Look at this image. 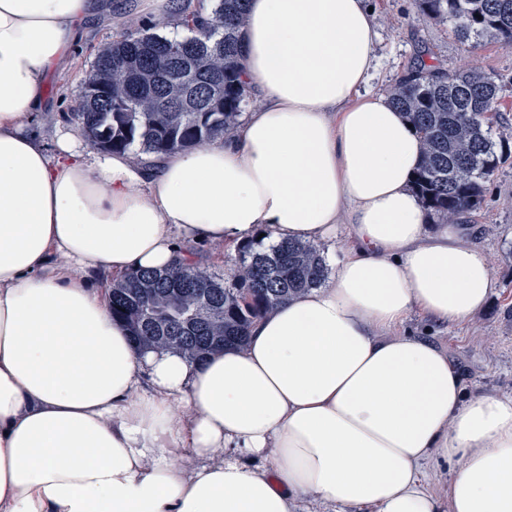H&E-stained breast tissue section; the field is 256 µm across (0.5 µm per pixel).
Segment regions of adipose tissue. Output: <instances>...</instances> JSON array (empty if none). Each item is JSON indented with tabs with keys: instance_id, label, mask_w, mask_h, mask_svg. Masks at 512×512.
Listing matches in <instances>:
<instances>
[{
	"instance_id": "obj_1",
	"label": "adipose tissue",
	"mask_w": 512,
	"mask_h": 512,
	"mask_svg": "<svg viewBox=\"0 0 512 512\" xmlns=\"http://www.w3.org/2000/svg\"><path fill=\"white\" fill-rule=\"evenodd\" d=\"M109 8L0 0V512H512V396L466 395L443 349L400 331L414 311L468 321L492 266L411 190L422 142L366 88L369 0H249L259 103L224 142L150 165L29 131ZM265 231L341 242L336 269L200 362L137 348L93 285ZM434 460L459 464L440 493Z\"/></svg>"
}]
</instances>
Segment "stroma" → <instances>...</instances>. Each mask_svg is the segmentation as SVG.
Returning a JSON list of instances; mask_svg holds the SVG:
<instances>
[{"mask_svg": "<svg viewBox=\"0 0 512 512\" xmlns=\"http://www.w3.org/2000/svg\"><path fill=\"white\" fill-rule=\"evenodd\" d=\"M109 14L85 20L77 48L47 76L43 110L32 126L46 145H53L58 128L78 100L98 51L115 38L116 30H129L145 23L138 0H111ZM379 33L376 65L368 83L375 92L387 93L395 79L419 56L432 57L448 73L494 72L508 77L497 102V135L512 145V48L487 37L475 47L460 43L447 23L424 18L415 0H371ZM478 229L474 241L489 255L493 288L485 307L469 321L438 325L419 313L405 324L407 332L423 336L448 353L462 373L467 392L512 395V157L502 164L486 186L482 206L468 214ZM199 271L234 285L237 251L223 244L195 245Z\"/></svg>", "mask_w": 512, "mask_h": 512, "instance_id": "stroma-1", "label": "stroma"}]
</instances>
